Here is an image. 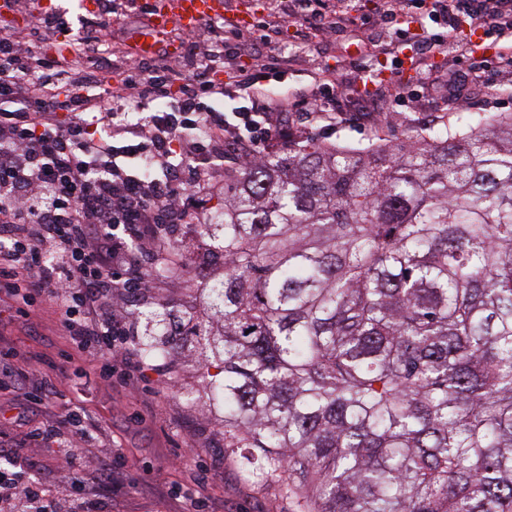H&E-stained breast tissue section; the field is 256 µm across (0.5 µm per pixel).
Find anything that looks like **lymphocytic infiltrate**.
<instances>
[{
	"label": "lymphocytic infiltrate",
	"instance_id": "obj_1",
	"mask_svg": "<svg viewBox=\"0 0 512 512\" xmlns=\"http://www.w3.org/2000/svg\"><path fill=\"white\" fill-rule=\"evenodd\" d=\"M410 7L436 28L413 37L399 27L393 42L455 61L440 76L449 108L467 104L485 73L512 74V42L497 46L494 56L468 59L458 28L465 16L485 36H504L512 30V0H410ZM67 26L54 12L34 24L29 45L0 37V289L30 316L53 305L74 350L100 358L104 377L116 370L141 375L145 366L127 344L132 314L116 304L156 288L142 274L139 257L167 246L163 225L191 223L190 212L175 203L178 193L201 197L211 189L197 169L181 187L170 183L169 173L185 163L174 143H186L197 156L226 147L242 161L258 159L261 147L278 137L272 116L285 111L287 101L249 85L253 111L202 110L201 96L218 90L201 74L204 59L196 54L183 61L198 74L181 84L177 111L151 112L133 124L112 117V106L139 110L169 93L170 76L138 64L112 93L111 106H98L91 76L58 101L52 65L31 60L39 44ZM60 107L69 122H58ZM102 123L106 135H95L94 125ZM68 423L69 438L46 425L24 432L22 442L30 448L66 442L62 463L72 466L82 456L86 427L80 415ZM111 473L104 458L82 467L77 490L62 497L26 480L23 471L0 467V512H106Z\"/></svg>",
	"mask_w": 512,
	"mask_h": 512
}]
</instances>
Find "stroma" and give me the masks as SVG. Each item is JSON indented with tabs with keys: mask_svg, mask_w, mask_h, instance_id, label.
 Instances as JSON below:
<instances>
[{
	"mask_svg": "<svg viewBox=\"0 0 512 512\" xmlns=\"http://www.w3.org/2000/svg\"><path fill=\"white\" fill-rule=\"evenodd\" d=\"M61 0H0V36L27 43L37 17L47 4ZM145 0H115L109 44L104 54L81 53L71 45L82 25L69 15L70 28L56 34L38 50L51 60L62 79L58 95L70 84L96 74L102 87L116 85L128 62L142 58L138 46L152 33L153 50L145 57L150 68L175 65L184 52L186 33L178 16L166 28L151 30V15L142 13ZM219 24L250 30L255 19H268L279 27L274 49L248 55L210 50L211 33L199 29L195 41L212 61L210 76L225 85L228 71L290 96L310 93L314 69L336 74L341 84L335 97L336 124L330 128L306 120L295 112L279 113L281 136L275 147L287 150L289 142L313 139L352 147L378 141L397 143L407 129L437 123H454L443 86H431L426 68L400 56L373 52L368 33L358 20L379 18L394 0H328L340 20L336 33L303 37L300 26L280 15L275 0H223ZM226 87V85H225ZM372 91L379 105L361 118L356 102ZM247 99L226 87L222 106L238 112ZM35 361L36 373L24 371ZM161 369L130 385H104L95 360L78 355L69 345L53 310L29 317L16 313L0 319V416L15 419L25 414L20 393H46L48 405L30 417L31 426L59 424L78 409L95 422L85 442L84 457L111 456L114 464L112 512H184L191 497L205 499L209 512H295L294 501L269 485L245 480L234 457L225 455L224 440L206 408L189 406L169 388Z\"/></svg>",
	"mask_w": 512,
	"mask_h": 512,
	"instance_id": "1",
	"label": "stroma"
}]
</instances>
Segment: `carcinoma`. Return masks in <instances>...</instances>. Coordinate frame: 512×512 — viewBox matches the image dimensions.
<instances>
[{
	"label": "carcinoma",
	"instance_id": "carcinoma-1",
	"mask_svg": "<svg viewBox=\"0 0 512 512\" xmlns=\"http://www.w3.org/2000/svg\"><path fill=\"white\" fill-rule=\"evenodd\" d=\"M136 348L240 472L304 512H512V113L365 148L307 140L224 180L146 274Z\"/></svg>",
	"mask_w": 512,
	"mask_h": 512
}]
</instances>
